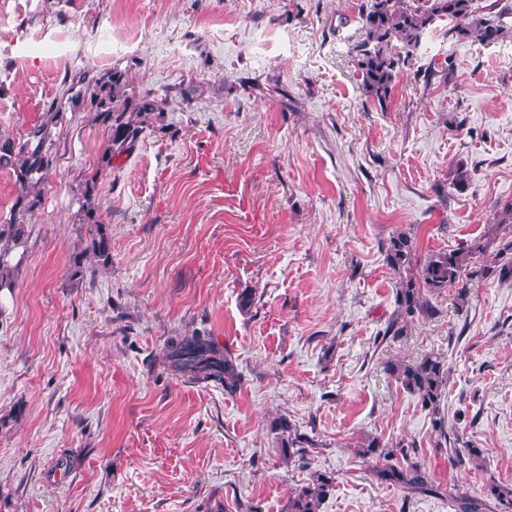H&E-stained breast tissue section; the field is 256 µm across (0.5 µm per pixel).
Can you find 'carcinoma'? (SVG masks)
<instances>
[{"label":"carcinoma","mask_w":512,"mask_h":512,"mask_svg":"<svg viewBox=\"0 0 512 512\" xmlns=\"http://www.w3.org/2000/svg\"><path fill=\"white\" fill-rule=\"evenodd\" d=\"M494 0L478 8L475 0H370L361 17V39L351 54L362 83L379 105L391 98L396 81L403 70L412 64L425 33L435 23L449 21L448 37L469 40L473 43L491 44L505 33L502 17L512 11V5H499ZM125 74L115 70L88 69L72 78L65 89L70 103L79 102L94 112L95 119L107 129V143L101 153L97 168L82 179L81 205L83 223L88 225L89 241L84 251L74 256L70 265L71 275L81 274L83 259L90 254L102 265L111 260V238L104 225L97 219L95 197L97 184L104 172L112 168V158L129 151L139 139L142 126L136 117L157 110L155 101L147 96L132 100L122 92ZM64 119V113L55 105L44 112L40 123L34 125L22 141L0 137V168L13 172L19 186L17 203L23 211L30 212L41 203L36 188L44 184L52 168L51 128ZM29 237L28 225L20 213L0 220V289L12 291L16 287L17 266L12 264V253L23 246ZM490 242L474 241L453 249L443 248L421 259L417 246L404 233L392 236L387 244V263L398 274L396 287L397 311L388 323L384 335L401 339L408 325L419 316L431 313L430 296L447 288L456 289L457 298L467 299L469 280L477 276L512 275V258L502 260V255L512 251V240L498 249L493 267L478 264L489 248ZM165 359L178 374L195 381L217 380L224 390L232 394L241 385L242 376L237 371L231 355L221 353L211 337L194 333L171 342ZM386 371L411 394L421 407L432 415V424L440 441L449 446L452 458L460 464L477 463L485 459L486 449L467 445L455 446L450 437L441 401L448 381L445 363L426 356L413 364L389 362ZM284 437L281 451L285 456L305 452L312 441L297 432L287 422L280 424ZM414 442L402 441L388 445L372 437L358 445L357 454L377 460L373 469L381 484L406 488L415 492H434L436 486L425 467L409 461V449ZM335 487L334 479L320 474L311 482L288 491L283 512H320V506ZM456 512H482L487 502L493 501L502 509L512 510V485L492 481L484 491V499L476 500L458 492H448Z\"/></svg>","instance_id":"obj_1"}]
</instances>
